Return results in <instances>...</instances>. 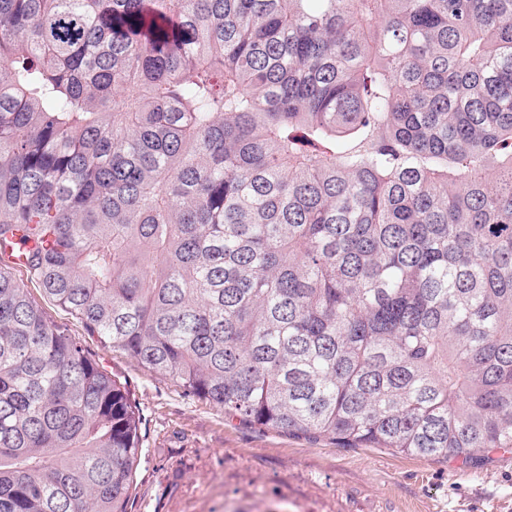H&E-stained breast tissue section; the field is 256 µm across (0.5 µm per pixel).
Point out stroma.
<instances>
[{
  "mask_svg": "<svg viewBox=\"0 0 512 512\" xmlns=\"http://www.w3.org/2000/svg\"><path fill=\"white\" fill-rule=\"evenodd\" d=\"M50 323L126 383L142 454L128 512H512V452L471 465L259 429L103 346L0 253Z\"/></svg>",
  "mask_w": 512,
  "mask_h": 512,
  "instance_id": "stroma-1",
  "label": "stroma"
}]
</instances>
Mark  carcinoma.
I'll list each match as a JSON object with an SVG mask.
<instances>
[{"label": "carcinoma", "mask_w": 512, "mask_h": 512, "mask_svg": "<svg viewBox=\"0 0 512 512\" xmlns=\"http://www.w3.org/2000/svg\"><path fill=\"white\" fill-rule=\"evenodd\" d=\"M231 419L512 450V0H0V249ZM129 389L0 268V512H128Z\"/></svg>", "instance_id": "obj_1"}]
</instances>
